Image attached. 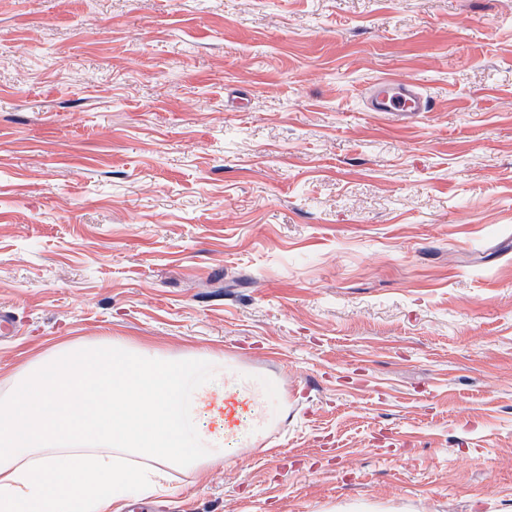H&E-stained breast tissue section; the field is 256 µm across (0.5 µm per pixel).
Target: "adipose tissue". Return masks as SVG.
<instances>
[{
  "instance_id": "ef3b65f1",
  "label": "adipose tissue",
  "mask_w": 512,
  "mask_h": 512,
  "mask_svg": "<svg viewBox=\"0 0 512 512\" xmlns=\"http://www.w3.org/2000/svg\"><path fill=\"white\" fill-rule=\"evenodd\" d=\"M208 361L122 336L47 351L0 394V512H120L223 459L242 419L265 424L263 389Z\"/></svg>"
}]
</instances>
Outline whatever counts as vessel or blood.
Masks as SVG:
<instances>
[{"instance_id": "obj_1", "label": "vessel or blood", "mask_w": 512, "mask_h": 512, "mask_svg": "<svg viewBox=\"0 0 512 512\" xmlns=\"http://www.w3.org/2000/svg\"><path fill=\"white\" fill-rule=\"evenodd\" d=\"M432 108L431 99L413 82L398 78L376 80L368 94V111L391 114L404 123L417 121Z\"/></svg>"}]
</instances>
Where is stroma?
<instances>
[{
    "instance_id": "1",
    "label": "stroma",
    "mask_w": 512,
    "mask_h": 512,
    "mask_svg": "<svg viewBox=\"0 0 512 512\" xmlns=\"http://www.w3.org/2000/svg\"><path fill=\"white\" fill-rule=\"evenodd\" d=\"M1 306L266 387L122 512H512V0H0ZM432 108V100L413 82L398 78L376 80L368 94L367 111L394 115L402 123L416 122Z\"/></svg>"
}]
</instances>
